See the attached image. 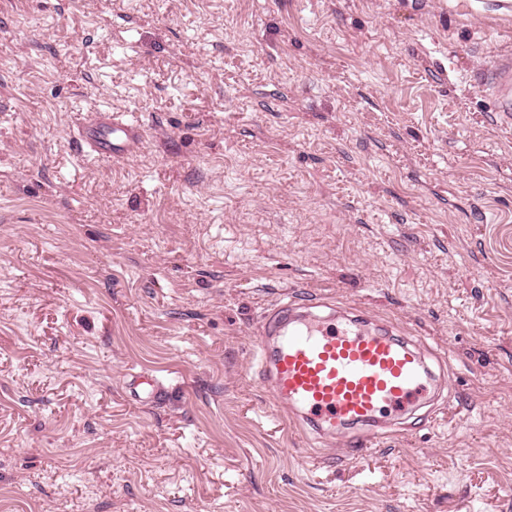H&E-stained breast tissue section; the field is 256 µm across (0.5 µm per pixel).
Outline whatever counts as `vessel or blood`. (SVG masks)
<instances>
[{"label": "vessel or blood", "mask_w": 512, "mask_h": 512, "mask_svg": "<svg viewBox=\"0 0 512 512\" xmlns=\"http://www.w3.org/2000/svg\"><path fill=\"white\" fill-rule=\"evenodd\" d=\"M478 82L500 112L512 113L511 56L499 58ZM81 136L94 161L133 155L144 144L139 122L102 111L83 126ZM259 336V371L276 409L296 426H310L318 439H340L358 455L385 436V414L409 412L434 378L417 344L394 336L365 313L330 303L280 302L265 317ZM163 392L152 376L129 387L134 401H154Z\"/></svg>", "instance_id": "b4317fda"}]
</instances>
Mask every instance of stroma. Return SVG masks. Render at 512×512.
Here are the masks:
<instances>
[{"label": "stroma", "instance_id": "obj_1", "mask_svg": "<svg viewBox=\"0 0 512 512\" xmlns=\"http://www.w3.org/2000/svg\"><path fill=\"white\" fill-rule=\"evenodd\" d=\"M509 53L512 0H0V512H512ZM98 108L143 150L84 158ZM287 295L439 357L434 417L296 435ZM480 86L494 97L498 111L512 119V58H499L493 66L478 76ZM164 388L162 384L153 376H142L138 383H133L129 387V398L134 401L144 403L146 399L156 401L163 395ZM141 393L146 396L142 397Z\"/></svg>", "mask_w": 512, "mask_h": 512}]
</instances>
